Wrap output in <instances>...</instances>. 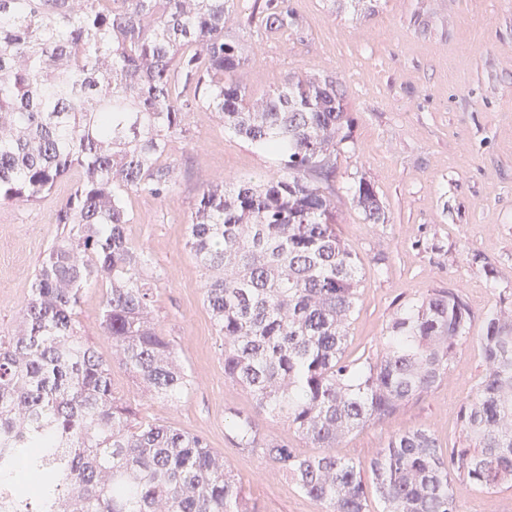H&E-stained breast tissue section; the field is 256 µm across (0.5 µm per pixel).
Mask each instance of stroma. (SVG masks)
<instances>
[{
  "instance_id": "1",
  "label": "stroma",
  "mask_w": 512,
  "mask_h": 512,
  "mask_svg": "<svg viewBox=\"0 0 512 512\" xmlns=\"http://www.w3.org/2000/svg\"><path fill=\"white\" fill-rule=\"evenodd\" d=\"M290 5L304 34H252L254 59L243 75L257 98L293 75L331 74L345 91L353 142L336 159V232L353 250L361 278L347 356L379 351L397 306L432 289L460 291L471 311L472 338L448 378L399 414L353 431L335 453L365 467L390 435L417 428L451 452L460 441L458 412L482 370L475 337L490 310L512 301V0H382L365 19L337 10L334 0ZM191 129V138L169 146L167 158L178 166L170 191L129 198L127 235L150 259L155 317L193 378L180 402L146 401L141 411L203 435L259 512H321L262 453L236 447L226 424L233 412L251 416L260 436L312 452L225 378L224 340L203 302V272L185 246L203 187L273 172L275 161L225 130L213 113H196ZM362 177L384 202L386 223H365L354 207L347 189ZM75 180L68 173L36 205L0 203V336L11 335L20 320L38 264L62 230L56 213Z\"/></svg>"
}]
</instances>
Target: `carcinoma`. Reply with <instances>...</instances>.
Here are the masks:
<instances>
[{"mask_svg": "<svg viewBox=\"0 0 512 512\" xmlns=\"http://www.w3.org/2000/svg\"><path fill=\"white\" fill-rule=\"evenodd\" d=\"M342 2L362 16L380 7ZM255 22L268 37L304 30L290 0H0V203L36 204L78 170L21 324L0 338V512H255L202 436L115 392L109 360L76 321L86 289L104 287L103 332L136 389L171 403L191 389L155 321L156 280L127 237L126 200L172 188L177 165L163 157L199 111L276 161L270 174L202 188L185 243L224 337V376L321 449L271 438L265 457L325 512H366L369 485L380 512H458L464 489L512 487L506 301L477 337L461 447L445 456L430 431L398 432L368 483L330 452L447 379L471 313L457 291L435 288L392 315L380 352L345 355L361 285L335 228L336 157L352 139L345 92L331 75L292 76L254 99L241 72ZM350 192L366 223H385L370 181ZM232 429L238 447L259 445L249 417L234 414Z\"/></svg>", "mask_w": 512, "mask_h": 512, "instance_id": "1", "label": "carcinoma"}]
</instances>
